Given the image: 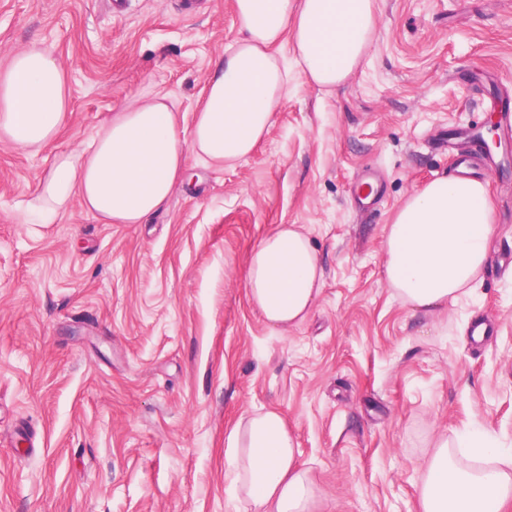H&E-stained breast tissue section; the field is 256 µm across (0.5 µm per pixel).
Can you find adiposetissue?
<instances>
[{"mask_svg":"<svg viewBox=\"0 0 512 512\" xmlns=\"http://www.w3.org/2000/svg\"><path fill=\"white\" fill-rule=\"evenodd\" d=\"M239 36L209 73L203 103L180 128L169 93L158 91L114 112L83 146L57 154L29 204L52 221L72 195L103 224H143L183 181L188 158L231 166L248 157L288 96L277 53L294 43L295 63L314 86L344 84L364 61L375 0H235ZM70 97L66 71L39 44L0 52V141L39 150L54 143ZM494 209L485 182L441 177L411 193L384 241L389 288L412 312L435 313L474 292L489 259ZM324 271L308 236L282 224L250 255L246 295L264 322L285 329L306 319ZM233 496L241 512H309L316 487L295 438L276 410L243 415L229 433ZM419 488L422 512H502L512 473L492 440L476 467L439 436Z\"/></svg>","mask_w":512,"mask_h":512,"instance_id":"adipose-tissue-1","label":"adipose tissue"}]
</instances>
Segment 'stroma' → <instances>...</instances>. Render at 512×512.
Returning a JSON list of instances; mask_svg holds the SVG:
<instances>
[{"label":"stroma","mask_w":512,"mask_h":512,"mask_svg":"<svg viewBox=\"0 0 512 512\" xmlns=\"http://www.w3.org/2000/svg\"><path fill=\"white\" fill-rule=\"evenodd\" d=\"M375 6L345 84L327 94L290 68L254 152L194 163L149 223H99L75 195L54 223L26 224L54 155L124 103L164 89L189 126L239 22L235 0H0V49L44 44L70 92L51 147L0 142V512H234L227 435L261 409L296 437L312 512H420L443 433L512 448V139L487 124L512 102V0ZM476 127L501 141L486 178L499 273L412 313L387 284V227L452 175L438 139ZM369 172L380 193L359 208ZM281 224L303 228L324 269L285 331L245 291L251 252Z\"/></svg>","instance_id":"obj_1"}]
</instances>
